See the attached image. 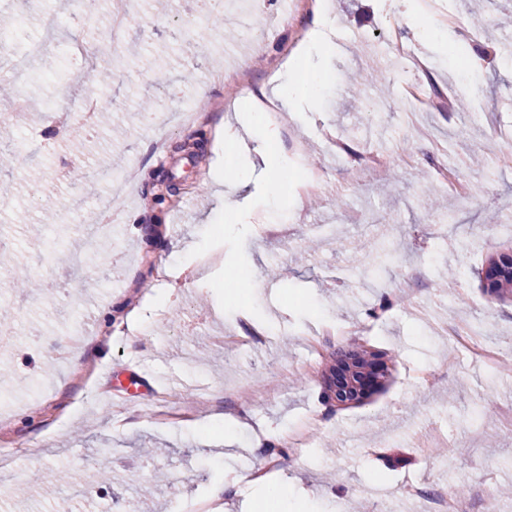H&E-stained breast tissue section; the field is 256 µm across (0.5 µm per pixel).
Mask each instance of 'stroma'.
<instances>
[{"mask_svg":"<svg viewBox=\"0 0 512 512\" xmlns=\"http://www.w3.org/2000/svg\"><path fill=\"white\" fill-rule=\"evenodd\" d=\"M327 32L343 46L340 56L305 51L309 15L289 13L267 0L274 25L262 38L229 32L218 14L202 13L198 0H173L169 9L136 0L121 31L100 0L94 21H72L66 0H29L0 9V29L61 26L68 38L98 46L101 59L122 57L112 82L76 83L62 48L55 67L39 77L28 97L47 103L41 116L14 125L16 139L0 148V320L15 333L0 351V408L9 412L6 435L17 448L0 470V512H173L176 502L205 499L226 472L240 477L237 494L219 512H254L244 475L260 465L252 453L254 429L284 431L309 410L324 427L313 447L287 451L274 479H288L295 494L288 512H378L386 499L393 512H422V502L402 494L406 481L447 488L482 512L487 489L512 485V429L500 409L512 403V299L490 296L479 272L491 257L512 250V168L492 164L491 154L511 155L512 68L495 59L498 35L512 27V0L488 10L482 0H439L440 10L463 21L441 24L422 0H326ZM372 40L396 32L412 54L431 65L439 86H455L475 119L431 112L420 122L448 146V163L474 184L470 202L449 197L427 161L426 145L407 124V64L380 68L376 87L354 75L371 65ZM480 54L487 63L471 69ZM237 69L254 91L292 82L297 71L317 79L314 93L281 108L271 141L272 177L245 174L215 136L209 114L223 113L236 142L266 125L251 109L231 113L225 82ZM209 89L202 97L201 89ZM172 113L192 102L204 120L165 129L166 150L151 148L154 132L133 111L140 96ZM380 96L382 110L363 99ZM102 110L124 108L113 118L123 139L105 131L74 151L68 137L79 97ZM333 134L347 151H331ZM387 155L385 174L355 183L358 155ZM146 171L132 199H120L109 224L75 222L65 207L80 185L75 167L93 175L105 160ZM329 171L338 190L307 209L291 188L303 165ZM148 210L153 224L130 217ZM223 225L214 235L213 225ZM94 234L92 256L72 265L67 254ZM181 252L172 255L169 243ZM389 255L379 258L378 248ZM420 273L419 291L391 303L395 285ZM221 290L191 288L200 277ZM276 285L266 295L264 283ZM122 316H109L116 296ZM273 327L268 346L248 351L215 344L214 336L241 333L239 318ZM384 310L370 338L323 337L326 358L307 376V341L328 323H358ZM457 319L483 324L482 341L500 348L496 370L463 354H449L441 334ZM357 345L379 353L387 366L381 387L360 402L327 404L336 359ZM132 369L147 385L140 397L115 389L112 373ZM433 373L431 385L416 375ZM249 423L230 436L202 438L215 413ZM188 409V421L169 411Z\"/></svg>","mask_w":512,"mask_h":512,"instance_id":"1","label":"stroma"}]
</instances>
